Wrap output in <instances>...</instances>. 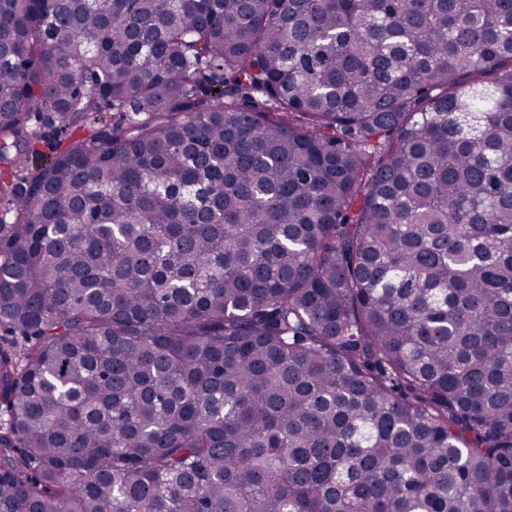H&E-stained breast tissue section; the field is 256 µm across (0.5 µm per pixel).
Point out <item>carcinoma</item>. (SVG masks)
I'll return each instance as SVG.
<instances>
[{"instance_id": "carcinoma-1", "label": "carcinoma", "mask_w": 512, "mask_h": 512, "mask_svg": "<svg viewBox=\"0 0 512 512\" xmlns=\"http://www.w3.org/2000/svg\"><path fill=\"white\" fill-rule=\"evenodd\" d=\"M32 112L0 512H512V0H0ZM32 124L39 137L37 144L39 154L22 157L17 162L12 172L13 178L16 180H30L41 167L50 161L59 140L56 126L44 120L42 116H34Z\"/></svg>"}]
</instances>
